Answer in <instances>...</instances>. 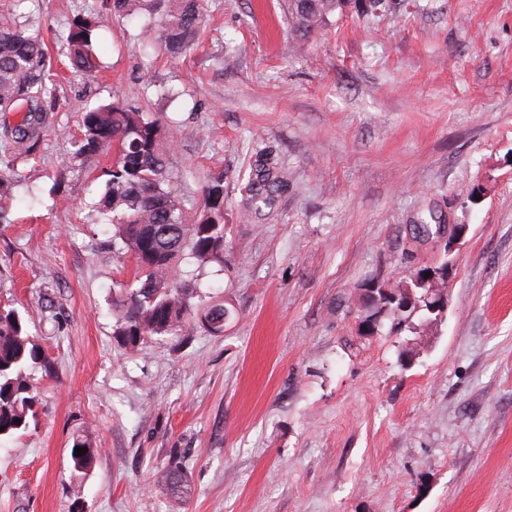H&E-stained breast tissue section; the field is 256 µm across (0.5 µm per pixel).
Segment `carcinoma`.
I'll return each mask as SVG.
<instances>
[{"mask_svg": "<svg viewBox=\"0 0 512 512\" xmlns=\"http://www.w3.org/2000/svg\"><path fill=\"white\" fill-rule=\"evenodd\" d=\"M148 3L160 17V41L167 53L182 57L198 38L203 12L201 0H109L108 9L128 16ZM349 0H288L292 39L302 47L326 19L343 11ZM98 21L95 12L77 15L69 23L65 56L72 72L90 75L97 71L95 51ZM29 104L20 123L5 134L12 159L0 167V188L16 179L13 160L35 157L42 149L46 117L55 111L57 88L52 57L38 31L0 24V112H13ZM115 150L112 165L103 170L104 189L94 203L101 221L112 225V253L131 258L136 266L133 284H116L119 293L113 306L119 309L113 335L125 349L135 351L152 336L175 335L185 322L198 317L214 334L224 331L233 310L223 301L193 304L196 284L171 278L176 267L193 259L203 268L224 264V178L218 175L204 187L203 206L187 217L168 171L161 144L160 126L143 113L117 103L101 104L81 116V135L62 159L63 170L73 162L94 161L101 153ZM288 178L268 158H259L245 186L252 206L272 207L275 194ZM398 295L391 300L383 292L366 297L365 318L382 328L388 317L396 326L426 313L430 287L416 283L389 286ZM47 369L48 362L30 331L28 321L15 309L0 305V438L30 427L39 403L30 371ZM95 450L71 456L72 471L86 475ZM160 482L185 493L187 472L178 464L159 471Z\"/></svg>", "mask_w": 512, "mask_h": 512, "instance_id": "obj_1", "label": "carcinoma"}]
</instances>
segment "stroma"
Listing matches in <instances>:
<instances>
[{
    "instance_id": "stroma-1",
    "label": "stroma",
    "mask_w": 512,
    "mask_h": 512,
    "mask_svg": "<svg viewBox=\"0 0 512 512\" xmlns=\"http://www.w3.org/2000/svg\"><path fill=\"white\" fill-rule=\"evenodd\" d=\"M193 51L102 0H0L59 77L43 149L0 193V302L50 362L37 423L0 440V512H512V0H352L294 51L287 0H204ZM95 8L102 68L68 74ZM158 120L187 212L224 176V263L199 276L233 311L128 351L131 283L92 204L112 153L60 172L84 106ZM288 173L243 217L252 163ZM460 224L453 249L419 223ZM452 261L441 321L360 332L367 288ZM97 453L75 476V442ZM183 462L189 492L156 479Z\"/></svg>"
}]
</instances>
